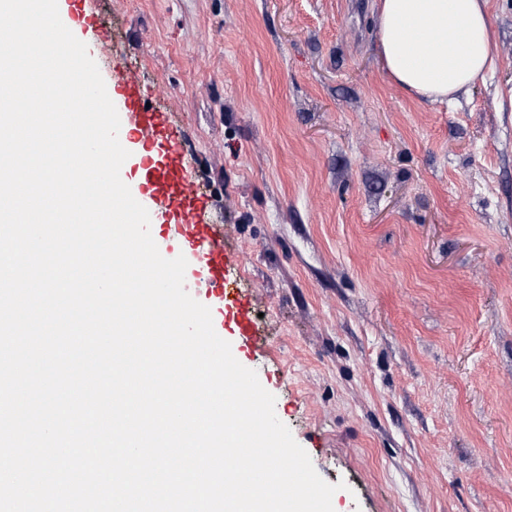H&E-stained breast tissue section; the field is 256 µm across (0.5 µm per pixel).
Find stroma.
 Wrapping results in <instances>:
<instances>
[{
  "label": "stroma",
  "instance_id": "obj_1",
  "mask_svg": "<svg viewBox=\"0 0 512 512\" xmlns=\"http://www.w3.org/2000/svg\"><path fill=\"white\" fill-rule=\"evenodd\" d=\"M372 0H98L242 259L241 353L334 512H512V0L454 104L407 96Z\"/></svg>",
  "mask_w": 512,
  "mask_h": 512
}]
</instances>
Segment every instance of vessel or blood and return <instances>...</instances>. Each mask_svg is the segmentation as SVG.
I'll return each instance as SVG.
<instances>
[{"instance_id": "obj_1", "label": "vessel or blood", "mask_w": 512, "mask_h": 512, "mask_svg": "<svg viewBox=\"0 0 512 512\" xmlns=\"http://www.w3.org/2000/svg\"><path fill=\"white\" fill-rule=\"evenodd\" d=\"M118 89L128 114L119 140L141 144L142 185L169 219L168 224L151 225L152 236H160L169 227L175 229L187 261L206 268L204 286L223 310L225 322L231 323L247 342L262 343L251 303L235 275L242 260L225 249L223 225L209 223L206 218L205 195L183 165L179 130L168 113L146 105L133 71L120 73Z\"/></svg>"}]
</instances>
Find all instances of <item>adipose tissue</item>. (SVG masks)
I'll list each match as a JSON object with an SVG mask.
<instances>
[{"mask_svg": "<svg viewBox=\"0 0 512 512\" xmlns=\"http://www.w3.org/2000/svg\"><path fill=\"white\" fill-rule=\"evenodd\" d=\"M489 0H376L379 52L389 80L415 98L453 102L495 62Z\"/></svg>", "mask_w": 512, "mask_h": 512, "instance_id": "ef3b65f1", "label": "adipose tissue"}]
</instances>
